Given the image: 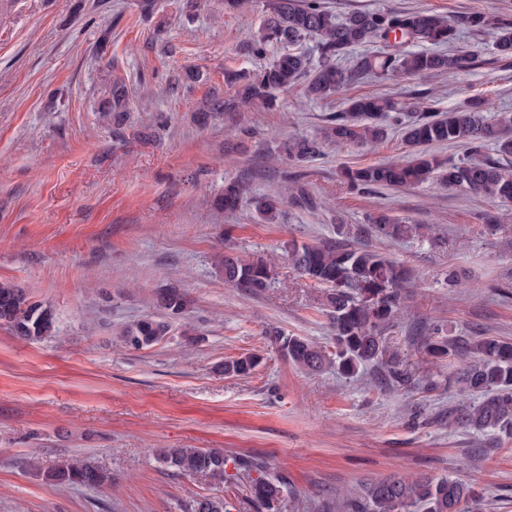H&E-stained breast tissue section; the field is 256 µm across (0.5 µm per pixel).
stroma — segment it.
Returning <instances> with one entry per match:
<instances>
[{"label":"stroma","mask_w":512,"mask_h":512,"mask_svg":"<svg viewBox=\"0 0 512 512\" xmlns=\"http://www.w3.org/2000/svg\"><path fill=\"white\" fill-rule=\"evenodd\" d=\"M355 11L486 12L512 17V0H325ZM267 0L228 11L223 0H0V281L23 288L55 315L52 335L18 337L0 324V512H191L202 498L231 512H261L240 477L218 482L174 473L156 448H219L282 476V512H338L339 496L392 473L449 475L480 492L485 512H512V438L448 426L456 404L448 367L429 370L433 327L447 338L512 341V205L438 184L357 194L338 173L402 157L398 134L374 147L328 145L306 163L280 141L310 136L343 95L276 107L213 112L232 100L225 70L263 66L244 44ZM493 32L462 33L474 70L369 79L353 96L440 110L474 97L512 112V59ZM128 92L114 118L112 88ZM208 113L200 122V113ZM297 177L313 204L284 203L277 223L251 205L227 214L204 197L241 181L249 195L280 192ZM430 233L400 241L364 235L378 208ZM495 216L496 231L486 228ZM333 240L369 247L413 268L417 279L385 339L415 372V386L385 384L377 368L348 378L297 369L271 331L334 351L322 288L302 277L282 245ZM271 265L274 280L249 294L226 286L217 250ZM456 271L463 287L448 286ZM189 304L159 343L126 348L116 331L155 314L157 289ZM197 328L182 336L183 322ZM257 353L248 376L225 360ZM93 461L112 475L98 488L45 480L59 461Z\"/></svg>","instance_id":"35a3bbf8"}]
</instances>
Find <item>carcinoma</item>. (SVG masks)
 Segmentation results:
<instances>
[{
	"label": "carcinoma",
	"instance_id": "1",
	"mask_svg": "<svg viewBox=\"0 0 512 512\" xmlns=\"http://www.w3.org/2000/svg\"><path fill=\"white\" fill-rule=\"evenodd\" d=\"M497 32L495 52L512 58V20L486 13H462L451 18L425 11L353 12L339 19L324 0H269L259 32L246 44L253 57L264 59L274 44L290 48L272 57L254 78L224 71V83L236 88L245 105L273 106L277 94L305 83L308 97L326 100L369 78L418 77L434 72L466 74L476 64L473 51L453 46L461 30ZM316 37L320 60L314 64L301 51L292 49L308 37ZM394 43L395 51H366L358 46ZM426 43L431 48L408 51L404 46ZM345 111L333 116L314 137L282 143L288 157L306 162L319 156L327 144L366 147L380 144L391 133L400 136L402 159L362 167L344 166L341 180L350 190L366 192L374 187L422 186L434 179L466 194L483 195L501 203H512V115L494 114L486 98H472L448 112L436 101L424 98L412 105L422 117L405 119L406 105L390 97H347ZM461 143L468 157L446 162L430 153L438 144ZM492 148L496 157L483 156ZM245 188L238 181L224 183V192L213 206L226 212L242 204ZM283 197L266 194L251 198L257 215L275 224ZM369 233L381 239L400 240L412 234L410 225L385 210L370 215ZM284 251L301 276L324 289L323 307L336 346L329 354L321 346L300 336L274 333L283 354L297 368L319 372L334 364L347 376L372 365L386 370L398 386L414 382L412 372L394 352H389L383 333L399 310L402 293L411 285L412 269L382 252L349 248L332 240L299 244L285 242ZM214 266L224 283L257 294L268 287L271 266L236 254L218 252ZM157 304L166 319L151 317L127 323L118 336L132 349H143L163 339L170 318L183 316L187 295L178 288H162ZM0 322L26 339L37 340L54 328L51 310L30 298L12 283L0 281ZM427 353L435 359L455 360L460 366L448 376V384L460 392L461 400L448 415V427L493 431L512 437V342L495 336L470 339L426 340ZM257 353H247L224 362V373L247 376L261 363ZM157 458L181 474H200L214 480L229 476L230 459L210 448H158ZM45 479L60 486L97 488L112 482V475L81 459L62 461L47 471ZM287 482L262 475L251 479L250 492L266 512H279ZM344 512H480L481 498L471 486L448 475L393 474L369 483L361 497L341 502ZM193 512H230L229 503L209 498L198 500Z\"/></svg>",
	"mask_w": 512,
	"mask_h": 512
}]
</instances>
